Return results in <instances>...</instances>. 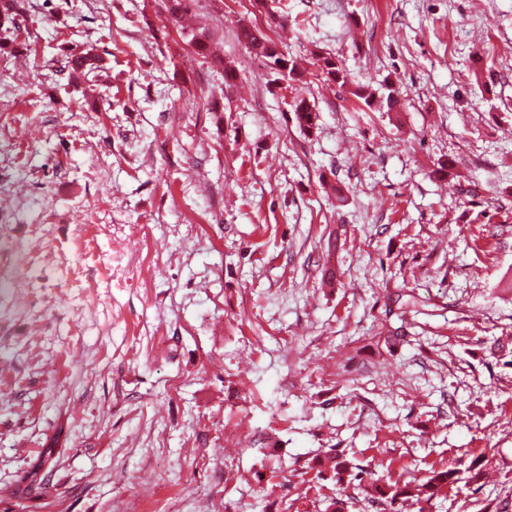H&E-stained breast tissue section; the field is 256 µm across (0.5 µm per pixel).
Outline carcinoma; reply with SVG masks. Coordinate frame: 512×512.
Masks as SVG:
<instances>
[{
	"label": "carcinoma",
	"mask_w": 512,
	"mask_h": 512,
	"mask_svg": "<svg viewBox=\"0 0 512 512\" xmlns=\"http://www.w3.org/2000/svg\"><path fill=\"white\" fill-rule=\"evenodd\" d=\"M25 2L26 0H0V30L9 32L15 28L17 17L25 12ZM238 36L250 53L268 60L270 69L278 74L288 73V77L293 81L301 80L303 72L298 69L296 61L279 52L274 41L262 31L243 23L239 27ZM314 60L321 79L336 84L340 88L346 87L348 76L338 58L329 53H318L314 55ZM97 62V57L88 51L79 54L71 52L65 54L64 68L74 76L86 69H94ZM351 94L368 107L376 102L385 105L389 112L397 111L398 99L394 96V89L389 82L378 88L372 87L369 83L359 85L351 91ZM290 108L297 126L303 133L311 135L318 129L319 115L306 98L295 97L290 103ZM315 465L321 471H332L338 478L346 476L349 482L356 483L358 496L349 497L353 505L363 501L368 505H392L397 500L414 497L430 501L439 495L443 487L454 482L457 474V471L452 468L431 470L423 483L400 487L379 478L375 479L368 470L334 454L316 458Z\"/></svg>",
	"instance_id": "obj_1"
}]
</instances>
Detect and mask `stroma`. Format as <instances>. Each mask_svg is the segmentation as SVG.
<instances>
[{
	"label": "stroma",
	"instance_id": "35a3bbf8",
	"mask_svg": "<svg viewBox=\"0 0 512 512\" xmlns=\"http://www.w3.org/2000/svg\"><path fill=\"white\" fill-rule=\"evenodd\" d=\"M243 23L298 60L313 135ZM15 36L0 512H325L355 493L310 469L332 448L400 485L456 468L386 512L512 498V0H27ZM386 79L399 111L351 93ZM98 61L97 57L89 51L85 53L80 52L79 54L74 52L66 53L63 71L67 69L69 75L74 77L78 73L82 74V71L85 69H88V71L94 69ZM314 65L317 67L319 77L325 82H330L338 85L339 88H344L348 84V76L342 62L332 56L330 53L315 54ZM289 106L300 130L306 135L313 134L318 128L319 115L309 101L304 97L296 96Z\"/></svg>",
	"mask_w": 512,
	"mask_h": 512
}]
</instances>
